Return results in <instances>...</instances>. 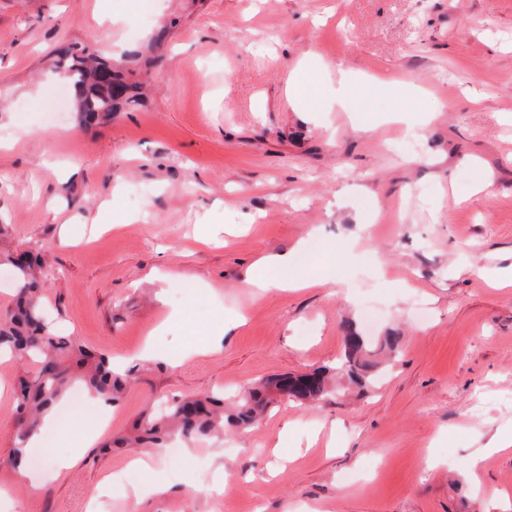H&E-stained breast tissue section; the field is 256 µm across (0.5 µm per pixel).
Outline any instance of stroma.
<instances>
[{
    "instance_id": "1",
    "label": "stroma",
    "mask_w": 512,
    "mask_h": 512,
    "mask_svg": "<svg viewBox=\"0 0 512 512\" xmlns=\"http://www.w3.org/2000/svg\"><path fill=\"white\" fill-rule=\"evenodd\" d=\"M74 42L131 60L138 104L80 126ZM309 67L306 95L360 111L302 108ZM510 114L512 0H0V225L40 253L56 325L134 370L116 404L67 398L22 475L16 379L36 366L0 360V512H512V449H484L512 429V285L491 280L512 267ZM117 187L118 227L99 212ZM295 249L318 286L246 287ZM349 324L402 338L369 387L281 400L133 471L140 449L84 442L97 412L111 439L159 400L332 365ZM74 453L65 477L45 466Z\"/></svg>"
}]
</instances>
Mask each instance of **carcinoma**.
Wrapping results in <instances>:
<instances>
[{
	"mask_svg": "<svg viewBox=\"0 0 512 512\" xmlns=\"http://www.w3.org/2000/svg\"><path fill=\"white\" fill-rule=\"evenodd\" d=\"M64 62L84 122L107 118L122 104L138 101L137 86L125 81L122 65L115 67L116 92L111 94L96 82L97 69L109 59L85 48H73L65 53ZM2 263L16 271L19 288L13 306L0 313V351L29 358L38 365L33 375L19 381L13 457L17 465L27 456L28 434L38 427L41 417L54 408L74 382H80L88 394L113 404L122 398L130 371L116 370L108 357L87 350L46 318L38 297L40 254L32 250L17 252L0 244ZM400 342L401 337L390 335L373 346L365 337L351 331L345 336L343 355L331 367L267 378L253 384L230 404L222 394L176 401L164 417L140 416L132 426L131 435L113 440L111 446L162 448L172 435L198 440L225 427L238 430L251 427L281 398L297 402L324 400L333 392L337 376L358 386L371 385L378 376L377 356L384 351H397Z\"/></svg>",
	"mask_w": 512,
	"mask_h": 512,
	"instance_id": "obj_1",
	"label": "carcinoma"
}]
</instances>
